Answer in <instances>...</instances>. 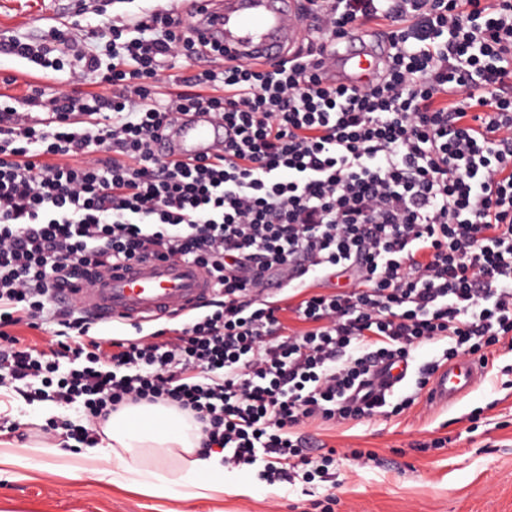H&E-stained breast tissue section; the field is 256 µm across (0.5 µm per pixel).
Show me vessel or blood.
Segmentation results:
<instances>
[{"label": "vessel or blood", "mask_w": 512, "mask_h": 512, "mask_svg": "<svg viewBox=\"0 0 512 512\" xmlns=\"http://www.w3.org/2000/svg\"><path fill=\"white\" fill-rule=\"evenodd\" d=\"M190 11L196 35L223 43L230 54H248L261 63L278 61L302 38L296 0H193ZM382 53L379 41L363 33L348 34L331 74L348 85L363 84L373 77ZM223 147L224 124L207 112L180 116L153 144L159 156L183 160L202 159ZM211 293L209 277L197 265L149 257L104 275L96 288L66 293L63 301L77 303L100 322L140 326L193 314ZM481 372L473 359L439 368L428 388L430 402L455 403L471 390Z\"/></svg>", "instance_id": "obj_1"}]
</instances>
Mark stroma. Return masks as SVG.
<instances>
[{
    "label": "stroma",
    "mask_w": 512,
    "mask_h": 512,
    "mask_svg": "<svg viewBox=\"0 0 512 512\" xmlns=\"http://www.w3.org/2000/svg\"><path fill=\"white\" fill-rule=\"evenodd\" d=\"M69 0H0V35L38 40L50 28L72 33ZM41 402L13 395L0 413V437L42 439ZM302 434L311 453L335 448L334 484L270 486L252 469L224 468L221 493L185 500L175 491L151 494L89 476L81 444L45 455L38 469L0 468V512H304L310 497L335 493L336 512H512V347L500 346L473 389L448 407L419 402L398 416H377L339 427L313 422ZM445 447L432 448L434 439ZM372 451L349 460L350 449Z\"/></svg>",
    "instance_id": "1"
}]
</instances>
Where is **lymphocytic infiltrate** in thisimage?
<instances>
[{
    "label": "lymphocytic infiltrate",
    "mask_w": 512,
    "mask_h": 512,
    "mask_svg": "<svg viewBox=\"0 0 512 512\" xmlns=\"http://www.w3.org/2000/svg\"><path fill=\"white\" fill-rule=\"evenodd\" d=\"M95 13L71 66L50 55L60 29L0 38L1 56L72 84L30 86L33 122L0 101V388L84 417L50 431L93 446L112 412L172 406L203 453L292 485L336 462L305 453L302 425L403 413L439 362L512 339V0H306L313 37L271 64L198 39L179 0L122 24ZM352 30L390 47L358 87L326 74ZM176 60L210 66L160 91ZM200 109L223 122V152L156 156ZM152 256L205 269L216 300L140 340L56 308L61 288ZM271 278L288 282L275 301ZM47 323L54 347L22 346L18 328ZM439 341L412 395L370 390L375 362Z\"/></svg>",
    "instance_id": "obj_1"
}]
</instances>
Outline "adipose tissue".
Here are the masks:
<instances>
[{
    "label": "adipose tissue",
    "instance_id": "adipose-tissue-1",
    "mask_svg": "<svg viewBox=\"0 0 512 512\" xmlns=\"http://www.w3.org/2000/svg\"><path fill=\"white\" fill-rule=\"evenodd\" d=\"M104 443L87 448L84 457L98 479L146 491L179 487L183 498L209 496L224 489V471L217 457L198 452L196 425L163 405L130 406L114 413L103 427ZM181 460L167 475L158 464Z\"/></svg>",
    "mask_w": 512,
    "mask_h": 512
}]
</instances>
